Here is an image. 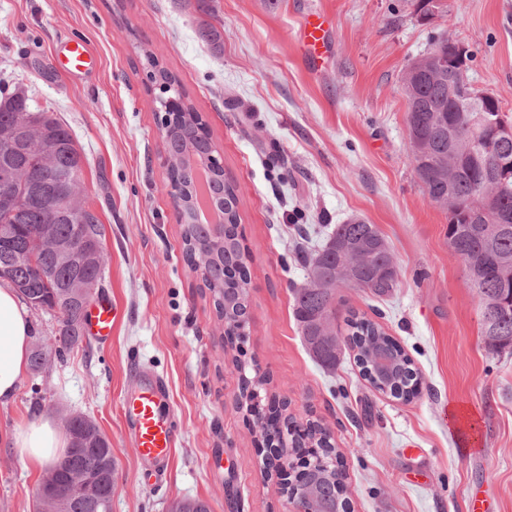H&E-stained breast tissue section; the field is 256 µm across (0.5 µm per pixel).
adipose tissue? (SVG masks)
Returning a JSON list of instances; mask_svg holds the SVG:
<instances>
[{
	"instance_id": "ef3b65f1",
	"label": "adipose tissue",
	"mask_w": 512,
	"mask_h": 512,
	"mask_svg": "<svg viewBox=\"0 0 512 512\" xmlns=\"http://www.w3.org/2000/svg\"><path fill=\"white\" fill-rule=\"evenodd\" d=\"M32 325L14 288L0 285V405L13 400L28 369ZM21 457L40 468L59 457L65 442L50 420L41 418L14 435Z\"/></svg>"
}]
</instances>
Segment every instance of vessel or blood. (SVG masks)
Listing matches in <instances>:
<instances>
[{
	"instance_id": "1",
	"label": "vessel or blood",
	"mask_w": 512,
	"mask_h": 512,
	"mask_svg": "<svg viewBox=\"0 0 512 512\" xmlns=\"http://www.w3.org/2000/svg\"><path fill=\"white\" fill-rule=\"evenodd\" d=\"M331 25V16L319 10L308 11L300 24L297 40L301 55L312 66H320L327 56ZM52 51L60 59L65 73L73 76L81 75L96 65L87 44L82 41H67L53 46ZM118 317L119 309L110 298H97L84 316V331L96 342L108 343ZM168 397V387L159 378L124 397L123 417L141 462L165 465L174 450L177 428L162 407Z\"/></svg>"
}]
</instances>
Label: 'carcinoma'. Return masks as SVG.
<instances>
[{
  "mask_svg": "<svg viewBox=\"0 0 512 512\" xmlns=\"http://www.w3.org/2000/svg\"><path fill=\"white\" fill-rule=\"evenodd\" d=\"M144 57L170 85H179L154 53L146 51ZM403 89L409 110L408 152H413L412 135L425 141L420 154L412 156L414 172L429 202L448 211L450 245L475 272L469 285L478 297L483 343L493 351L511 350L512 136L500 133L504 116L499 100L489 97L475 124L476 113L459 111L448 98V80L430 67L404 75ZM175 93L185 102L164 113L162 126L169 132L171 154L180 157L168 168V181L184 203L179 212L184 259L194 268L201 255L211 256L205 286L217 313L224 315V334L237 336L249 296L248 276H228L231 269L247 270L237 186L224 181V172L211 171L215 206L231 225L224 241L213 240L209 225L193 223L189 202L196 183L194 166H211L217 147L186 93L178 89ZM83 166L71 133L51 113L31 110L23 93L0 101V191L20 199L17 206L0 205V225L12 228L9 237L0 238V278L9 280L28 303L38 302L40 308L57 314L59 329L53 344L61 355L82 342V302L66 292V285L76 278L97 282L105 266L98 218L82 196L72 195V185L81 184ZM48 227L56 244L83 239L82 256L62 263L57 250L45 241ZM380 239L382 234L373 224L336 225L329 243L305 259L306 269L321 268L331 287H292L293 313L304 345L318 363L336 368L347 346L356 351V362L375 389L409 401L421 377L404 348L354 310H346L345 329L334 326L340 312L338 289L387 295L396 287L392 251L380 247ZM68 433L65 462L52 465L42 485L67 494L69 512H112L113 482L105 477L111 444L83 416L69 420ZM290 443L321 448L328 461L304 472L296 482L298 489H288L293 508L308 507L310 498L323 512L350 506L345 474L332 463L336 448L330 434L310 421L305 437ZM77 476L95 479L94 490L74 492ZM171 512H211V507L204 500L185 498L174 503Z\"/></svg>",
  "mask_w": 512,
  "mask_h": 512,
  "instance_id": "carcinoma-1",
  "label": "carcinoma"
}]
</instances>
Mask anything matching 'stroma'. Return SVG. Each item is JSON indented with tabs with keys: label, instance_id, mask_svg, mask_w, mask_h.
I'll return each instance as SVG.
<instances>
[{
	"label": "stroma",
	"instance_id": "35a3bbf8",
	"mask_svg": "<svg viewBox=\"0 0 512 512\" xmlns=\"http://www.w3.org/2000/svg\"><path fill=\"white\" fill-rule=\"evenodd\" d=\"M207 11H200L199 2ZM420 0H0V93L64 122L85 155L81 192L103 227L101 292L120 310L112 341L49 355L0 407V512H35L44 470L24 465L16 430L46 418L93 420L117 464L112 512H168L186 497L212 512H293L264 469L261 428L240 392L286 403L331 433L353 512H468L476 495L512 512V351L481 340L478 298L428 203L406 149L402 78L436 39L468 44L475 90L512 121V0H446L421 21ZM313 9L334 22L320 68L297 30ZM222 34L200 39L202 24ZM90 44L91 74L63 75L50 51ZM178 77L208 123L238 188L250 274L247 327L227 344L213 299L182 255L166 190L161 114L143 50ZM359 217L376 225L399 269L394 292L343 288L342 308L393 336L422 377L403 402L375 390L350 349L335 369L306 349L290 283L299 252ZM159 375L179 434L163 468L140 464L122 396Z\"/></svg>",
	"mask_w": 512,
	"mask_h": 512
}]
</instances>
